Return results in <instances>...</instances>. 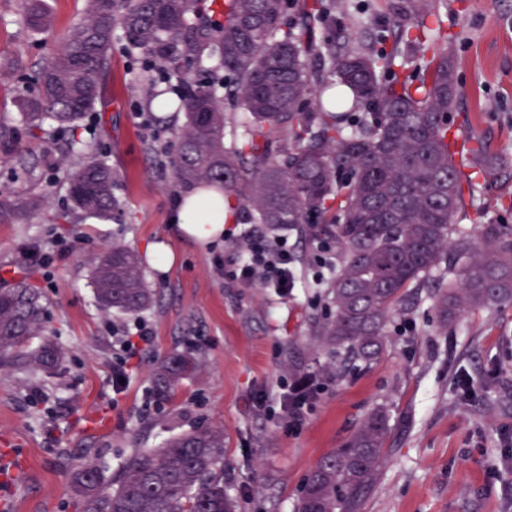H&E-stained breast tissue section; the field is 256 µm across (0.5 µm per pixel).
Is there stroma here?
I'll list each match as a JSON object with an SVG mask.
<instances>
[{"label":"stroma","mask_w":512,"mask_h":512,"mask_svg":"<svg viewBox=\"0 0 512 512\" xmlns=\"http://www.w3.org/2000/svg\"><path fill=\"white\" fill-rule=\"evenodd\" d=\"M351 15L315 22L332 38L360 18L361 39L383 32L401 0H351ZM50 32L37 34L18 0H0V191L30 202L0 214V289L29 279L41 293L42 331L29 348L56 344L61 364L34 375L0 368V512H77L72 470L90 456L113 476L136 452L197 428L224 430V483L235 512H295L302 487L323 455L340 447L377 406L389 413L381 471L360 512H512V307L474 308L449 328L438 324L428 288L408 313L391 318L381 355L368 363L331 359L313 330L329 309L323 282L334 251L310 244L304 230L284 231L295 257L296 286L277 294L261 283L224 275L219 262L247 225L225 224L214 244L179 236L171 215L184 191L165 165L176 155L170 113L156 130L141 95L140 64L123 33L97 109L95 136L112 167L119 208L101 218L75 210L65 174L68 135L30 132L20 101L38 90V63L85 17L86 0H46ZM441 23L457 34L454 68L464 95L454 114L453 150L467 165L476 140L512 152V0H444ZM22 152L34 173L18 178L8 153ZM62 239L68 251L50 267L38 250ZM119 242L134 249L153 301L140 317L153 346L114 387L123 353L117 332L130 317L105 314L93 287L92 258ZM166 244L170 262L155 264L151 246ZM177 351L199 359L195 376L170 398L153 393L155 362ZM318 387L300 423L279 397L281 385Z\"/></svg>","instance_id":"stroma-1"}]
</instances>
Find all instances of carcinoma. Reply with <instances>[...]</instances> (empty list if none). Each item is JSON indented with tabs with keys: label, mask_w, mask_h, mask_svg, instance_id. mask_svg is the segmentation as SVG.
<instances>
[{
	"label": "carcinoma",
	"mask_w": 512,
	"mask_h": 512,
	"mask_svg": "<svg viewBox=\"0 0 512 512\" xmlns=\"http://www.w3.org/2000/svg\"><path fill=\"white\" fill-rule=\"evenodd\" d=\"M43 0H22L30 27L48 31ZM216 17L203 0H86L84 20L45 61L39 92L21 100L25 123L73 131L97 122L96 105L121 29L142 60L139 81L152 104L159 84H175L165 111L185 113L180 148L168 161L183 189L220 187L245 224L276 231L305 224L311 239L336 241V274L327 282L332 313L314 329L330 353L371 360L383 347L388 319L443 262L457 288L430 298L442 328L473 307L512 305V224L456 229L464 199L479 207L483 191L512 212V153L480 142L470 173L452 151L461 95L454 67L456 36L443 30L439 0H404L388 19L389 46L356 42L354 29L318 41L310 21L346 9V0H225ZM206 55L218 65L198 74ZM243 113L224 110V100ZM80 162L68 169L73 207L106 218L116 206L113 174L98 146L71 139ZM99 307L133 316L146 308L138 256L114 244L94 263ZM43 306L21 282L0 289V367L36 371L59 364L58 348H27ZM198 367L190 352L162 361L153 374L164 399ZM388 416L367 413L352 436L324 455L309 475L296 512H359L383 462ZM71 484L79 512H234L224 486V430L195 429L134 454L104 489L97 463L82 462Z\"/></svg>",
	"instance_id": "1"
}]
</instances>
